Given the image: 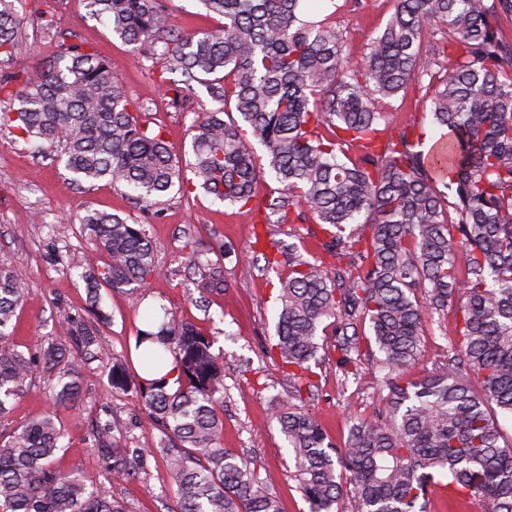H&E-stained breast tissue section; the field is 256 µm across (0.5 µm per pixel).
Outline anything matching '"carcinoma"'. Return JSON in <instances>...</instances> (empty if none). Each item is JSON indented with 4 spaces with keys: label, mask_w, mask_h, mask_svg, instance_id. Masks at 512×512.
<instances>
[{
    "label": "carcinoma",
    "mask_w": 512,
    "mask_h": 512,
    "mask_svg": "<svg viewBox=\"0 0 512 512\" xmlns=\"http://www.w3.org/2000/svg\"><path fill=\"white\" fill-rule=\"evenodd\" d=\"M15 2L0 0V63L21 49L27 22L40 23L55 51L34 76H0L8 103L0 131L64 161L78 180L108 179L141 201L183 190L181 158L142 120L149 108L129 99L109 63L67 41L49 12L23 16ZM89 2L112 34L139 51L150 45L161 81L177 73L185 89L203 85L218 104L193 124L196 186L257 216L266 233L272 224L325 231V259L279 241L262 253L280 301L266 353L277 355L293 398L315 386L311 362L324 348L325 322L344 366L358 364L364 341L381 353L389 418L353 426L345 448H333L301 406L272 410L309 512H339L345 495L359 512H427L438 483L482 512H512V442L499 422L512 418V45L496 29L512 0H396L356 63L336 28L302 16L304 0H200L224 23L193 35L170 27L165 0ZM412 83L446 130L444 156L419 150L414 130L379 108ZM247 129L282 185L274 198L256 191L263 171ZM82 229L106 257L83 264L90 320L64 315L56 342L29 357L12 340L27 282L0 268V420L41 368H60L54 406L76 405L78 369L60 363L69 347L90 350L97 325L109 321L100 288H146L158 273L144 225L90 211ZM452 305L457 341L434 370L411 379L425 326ZM144 322L136 344L154 347L141 364L173 359L177 387L106 355L112 389L139 393L160 432L130 448L110 423L98 424L92 446L107 449V467L161 457L177 486L171 512H281L256 462L221 446L224 354L213 337L166 310ZM62 436L53 411L0 432V512H129L79 470L53 467Z\"/></svg>",
    "instance_id": "carcinoma-1"
}]
</instances>
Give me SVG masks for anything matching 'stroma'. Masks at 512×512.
I'll return each instance as SVG.
<instances>
[{"instance_id":"35a3bbf8","label":"stroma","mask_w":512,"mask_h":512,"mask_svg":"<svg viewBox=\"0 0 512 512\" xmlns=\"http://www.w3.org/2000/svg\"><path fill=\"white\" fill-rule=\"evenodd\" d=\"M166 4L172 27L185 33L210 29L220 21L197 0H166ZM314 7L318 18L328 19L341 32L346 55L358 61L383 32L394 0H368L364 10L357 9L354 0H316ZM46 8L68 41L93 47L111 63L129 98L147 107L151 127L163 128L172 149L183 159H191L192 124L199 113L214 106L205 88L198 85L188 91L177 83L160 86L154 59L134 54L131 46L113 35L106 20L91 14L87 0H48ZM52 51L40 30L25 26L23 47L9 67L36 73ZM430 107L429 99L414 90L405 99L383 103L392 123H420L426 150L442 135L424 117ZM94 210L144 224L158 273L143 291L102 288V307L109 315L97 334L103 355L97 358L76 351L70 355L79 367L82 387L76 407H55V374L41 370L0 427L9 431L56 410L64 438L55 467L80 470L87 483L124 501L130 512H168L175 507L176 488L162 458L149 459L143 469L107 471L101 451L91 446V431L101 420L111 421L136 446L158 437L135 393L111 391L105 356L130 352L143 311L161 304L177 318L214 335L217 348L224 351L223 448L256 460L262 477L279 495L283 512H308L293 478L288 442L271 415L272 407L290 396L287 381L264 353L277 323V274L263 262L246 260L252 248L253 220L245 210L215 201L199 188L145 204L107 180L78 184L63 162L41 156L32 144L0 133V267L20 270L28 283L13 336L19 351L47 345L63 315L86 309V288L75 262L90 248L79 228L83 216ZM195 251L206 254L224 282V291L204 288L202 274L189 266ZM454 326L451 315L442 324L426 326L422 356L412 377L426 375L442 361L455 340ZM379 357L377 348L365 351L357 374L351 377L344 376L333 351L315 368V387L303 403L334 448L344 447L355 422L372 419L385 409ZM259 373L266 376L268 388H250V380Z\"/></svg>"}]
</instances>
